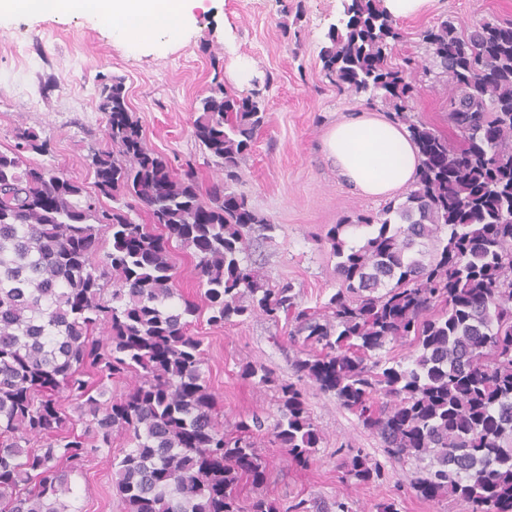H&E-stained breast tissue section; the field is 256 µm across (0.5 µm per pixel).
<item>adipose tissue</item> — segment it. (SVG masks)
<instances>
[{
	"instance_id": "obj_1",
	"label": "adipose tissue",
	"mask_w": 512,
	"mask_h": 512,
	"mask_svg": "<svg viewBox=\"0 0 512 512\" xmlns=\"http://www.w3.org/2000/svg\"><path fill=\"white\" fill-rule=\"evenodd\" d=\"M187 0H92L112 19L113 31L145 35L162 27L178 32ZM325 150L340 176L370 196H386L408 185L417 168V150L406 129L391 121L358 115L336 124Z\"/></svg>"
}]
</instances>
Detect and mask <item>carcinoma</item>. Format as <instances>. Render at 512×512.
Here are the masks:
<instances>
[{"label":"carcinoma","instance_id":"carcinoma-1","mask_svg":"<svg viewBox=\"0 0 512 512\" xmlns=\"http://www.w3.org/2000/svg\"><path fill=\"white\" fill-rule=\"evenodd\" d=\"M343 18L321 50L328 77L368 105L384 92L420 164L402 203L326 233L341 286L319 309L300 307L290 284L266 283L250 263L253 234L275 230L231 190L266 118L258 92L237 97L217 82L202 99L194 134L220 174L204 193L191 162L175 169L146 147L118 79L99 85L109 120L107 146L91 155L95 193L27 163L26 152L50 153L32 128L0 153V512H80L67 503L70 476L84 456L110 450L115 432L131 445L111 460L125 512H308L304 499L281 506L231 492L241 475L266 472L256 431L307 465L322 440L308 383L390 458L418 463L409 482L418 497L512 512V20L466 31L446 19L419 34L423 72L434 66L464 91L448 104L463 137L455 147L410 121L413 87L387 62L400 31L382 0H347ZM102 197L123 202L107 209ZM141 208L155 228L130 218ZM353 222L372 229L361 244L345 236ZM174 243L197 254V303H174ZM202 313L219 327L253 315L294 324L289 338L304 348L295 380L261 364L241 370L274 391L270 428L254 413L236 436L224 433L202 340L189 330ZM397 340L412 351L392 355ZM116 377L126 393L104 398V380ZM342 468L358 486L386 478L359 448Z\"/></svg>","mask_w":512,"mask_h":512}]
</instances>
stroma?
Returning a JSON list of instances; mask_svg holds the SVG:
<instances>
[{
	"label": "stroma",
	"instance_id": "stroma-1",
	"mask_svg": "<svg viewBox=\"0 0 512 512\" xmlns=\"http://www.w3.org/2000/svg\"><path fill=\"white\" fill-rule=\"evenodd\" d=\"M343 0H189L177 35L158 32L122 39L110 24L86 10L56 14L8 11L0 14V152L15 145L14 129L26 126L50 139L51 156L27 154L28 163L93 189L90 156L105 144L108 117L98 108L100 82L120 79L146 146L172 164L195 159L201 186L217 176L194 136L196 109L213 81L236 95L260 91L266 122L242 164L237 193L267 216L276 229L270 240L252 246V258L273 283H292L299 301L319 306L339 286L337 259L324 242L327 230L345 218L378 212L382 198L360 193L336 172L324 151V138L336 124L361 113L385 114L389 104L367 105L365 95L338 91L325 74L320 50L342 12ZM300 10L301 20L287 23L286 11ZM512 18V0H435L429 12L397 22L402 37L394 58L424 56L421 30L442 20L474 27ZM247 59L253 68L236 84L231 63ZM412 121L456 140L448 122L454 90L446 79L417 74L411 79ZM190 331L203 341V371L216 395L225 428L252 411L276 419L272 392L241 377L248 361L259 362L280 378L292 376L290 362L299 351L288 340L286 324L257 316L221 327L206 317ZM308 407L324 440L307 466L283 462V451L267 448L270 467L265 483L240 480L239 498L262 493L276 501L306 499L309 512H333L335 498L352 501V512H375L376 504L395 503L398 512H466L465 504H434L408 487L412 464L386 458L378 437L333 396L310 390ZM126 438L112 436L111 455L89 457L72 474L74 503L82 512H122L112 484L111 459L127 449ZM359 448L381 461L386 482L360 488L342 479V449Z\"/></svg>",
	"mask_w": 512,
	"mask_h": 512
}]
</instances>
